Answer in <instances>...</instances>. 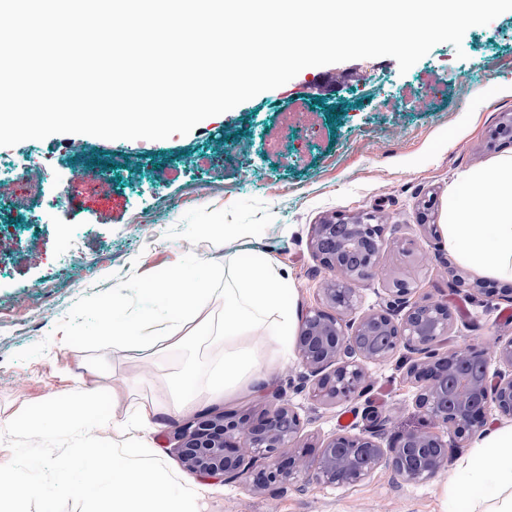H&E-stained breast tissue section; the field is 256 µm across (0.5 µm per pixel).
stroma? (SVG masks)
Instances as JSON below:
<instances>
[{"instance_id":"stroma-1","label":"stroma","mask_w":512,"mask_h":512,"mask_svg":"<svg viewBox=\"0 0 512 512\" xmlns=\"http://www.w3.org/2000/svg\"><path fill=\"white\" fill-rule=\"evenodd\" d=\"M305 113L304 125L292 114ZM512 11L469 28L461 47L435 45L408 72L389 56L308 67L286 84L163 140L53 134L0 147V430L25 406L74 392L125 385L113 421L96 436H136L203 498L201 512H444L446 488L466 448L448 451L433 479L403 482L379 466L352 488L303 476L262 492L187 470L175 450L177 419L136 431L142 407L168 397L198 358L224 347L154 354L112 344L105 307L122 296L142 313L136 287L205 264L224 285V257L259 251L296 290V317L326 308L331 277L313 256L315 224L331 215L372 213L385 226L376 274L360 282L359 313L385 304L394 281L416 297L448 305L453 323L441 349L512 338V302L451 286L469 276L430 225L442 222L448 191L461 175L512 154ZM82 143L72 152V143ZM45 176L16 174L24 156ZM108 182V200L96 197ZM75 200L53 205L56 183ZM398 357L368 367L365 402L387 416L386 437L430 424L413 403ZM304 422L300 443L318 447L363 425L354 404L291 395Z\"/></svg>"}]
</instances>
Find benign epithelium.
<instances>
[{
	"label": "benign epithelium",
	"instance_id": "obj_1",
	"mask_svg": "<svg viewBox=\"0 0 512 512\" xmlns=\"http://www.w3.org/2000/svg\"><path fill=\"white\" fill-rule=\"evenodd\" d=\"M314 256L342 277L327 283V300L340 310H315L302 321L296 345L303 372L295 392L310 389L331 404L350 401L366 388L367 365L403 349L411 354L404 377L415 388V407L430 424L443 428L406 432L383 446L385 420L367 413V428L327 439L313 459L300 449L303 421L281 403L258 412H203L176 432L182 464L203 478L246 480L261 491L301 475L336 487H355L386 464L407 483L435 477L447 464L448 448H460L485 429L490 415L512 420V339L441 351L453 317L441 302L413 300V288L398 281L384 307L355 316L354 285L375 274L383 247V225L376 216L332 217L315 225ZM497 368H492V365Z\"/></svg>",
	"mask_w": 512,
	"mask_h": 512
}]
</instances>
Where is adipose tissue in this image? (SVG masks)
Segmentation results:
<instances>
[{
  "label": "adipose tissue",
  "instance_id": "obj_1",
  "mask_svg": "<svg viewBox=\"0 0 512 512\" xmlns=\"http://www.w3.org/2000/svg\"><path fill=\"white\" fill-rule=\"evenodd\" d=\"M442 235L449 253L474 274L512 281V155L462 175L448 192ZM209 283L200 265L143 289L148 304L162 311L165 328L159 336L143 335L142 315L126 311L120 299L112 301L107 322L113 343L145 351L160 345L179 349L198 340L224 346L221 365L194 362L165 402L140 410V422L193 412L204 394L217 401L269 387L274 367L252 344L258 329H266L279 350L292 344L295 290L268 256L259 254L238 265L220 293L224 317L218 324L205 314L219 294ZM199 375L205 379L201 395L192 387ZM471 446L463 465L469 480L452 493L448 512H480L487 500L493 503L490 512H512V424L484 431Z\"/></svg>",
  "mask_w": 512,
  "mask_h": 512
}]
</instances>
